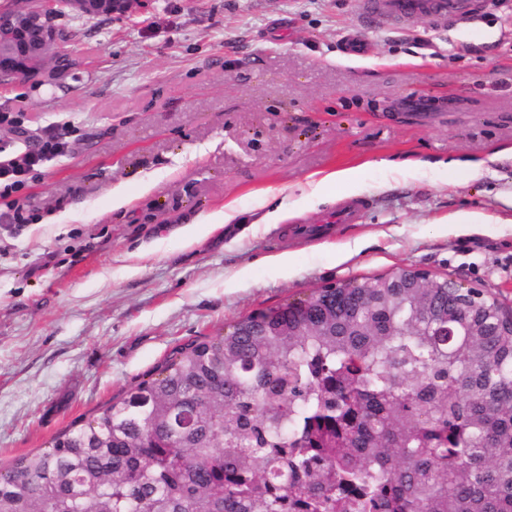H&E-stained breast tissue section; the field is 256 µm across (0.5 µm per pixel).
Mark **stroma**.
Instances as JSON below:
<instances>
[{"instance_id":"1","label":"stroma","mask_w":512,"mask_h":512,"mask_svg":"<svg viewBox=\"0 0 512 512\" xmlns=\"http://www.w3.org/2000/svg\"><path fill=\"white\" fill-rule=\"evenodd\" d=\"M359 2L65 15L80 66L0 89V149L19 155L50 128L69 143L15 192L24 223H0V470L175 349L327 285L413 267L512 307V160L478 180L446 168L512 147V0L365 31ZM358 32L368 50L353 55ZM344 168L369 200L361 218L291 240L336 210L298 185ZM118 185L136 198L116 211ZM282 202L292 214L262 223ZM230 203L241 223H198Z\"/></svg>"}]
</instances>
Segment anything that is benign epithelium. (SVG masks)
Segmentation results:
<instances>
[{
    "label": "benign epithelium",
    "instance_id": "1",
    "mask_svg": "<svg viewBox=\"0 0 512 512\" xmlns=\"http://www.w3.org/2000/svg\"><path fill=\"white\" fill-rule=\"evenodd\" d=\"M127 0H38L30 7L0 9V85L34 80L46 48L63 46L52 17L64 9L88 15L122 13Z\"/></svg>",
    "mask_w": 512,
    "mask_h": 512
}]
</instances>
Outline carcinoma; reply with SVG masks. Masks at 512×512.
<instances>
[{"instance_id":"cac0c4a2","label":"carcinoma","mask_w":512,"mask_h":512,"mask_svg":"<svg viewBox=\"0 0 512 512\" xmlns=\"http://www.w3.org/2000/svg\"><path fill=\"white\" fill-rule=\"evenodd\" d=\"M416 272L182 347L0 476V512H512V335Z\"/></svg>"}]
</instances>
